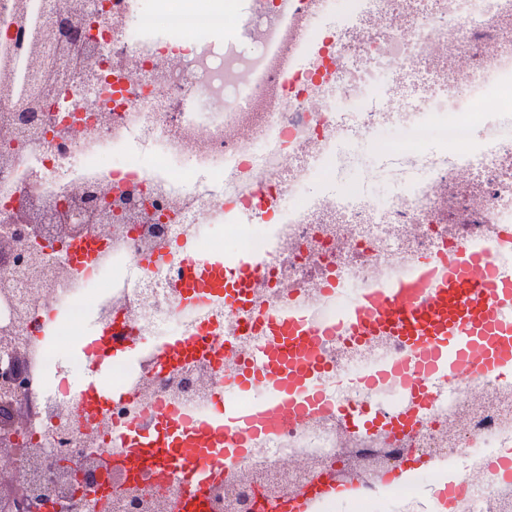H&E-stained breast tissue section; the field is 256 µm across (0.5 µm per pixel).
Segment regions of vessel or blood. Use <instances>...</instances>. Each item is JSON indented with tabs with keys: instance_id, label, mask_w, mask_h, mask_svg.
Listing matches in <instances>:
<instances>
[{
	"instance_id": "1",
	"label": "vessel or blood",
	"mask_w": 512,
	"mask_h": 512,
	"mask_svg": "<svg viewBox=\"0 0 512 512\" xmlns=\"http://www.w3.org/2000/svg\"><path fill=\"white\" fill-rule=\"evenodd\" d=\"M224 264L220 251L197 257L190 288L205 287L207 301L223 300ZM424 297L430 300L429 311L411 314ZM345 311L361 333L394 326L408 341L409 362L369 376L368 386L405 385L419 373L426 383L415 393L422 396L430 384L453 378L465 367L512 374V269H501L485 254L450 250L423 262L414 278L399 280L387 291L365 293ZM321 344V331L304 319L269 318L260 356L287 359L288 367L261 378L256 364L239 365L226 388L253 389L251 402L227 405L221 418L197 422L176 411H159L157 429L147 438L130 426L116 428L117 456L132 463L147 455L164 463L191 462L193 484L202 488L216 476L224 456L246 453L283 413L312 415L324 398L316 382L326 368ZM258 380L263 389H255Z\"/></svg>"
}]
</instances>
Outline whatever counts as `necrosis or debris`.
Instances as JSON below:
<instances>
[{
  "label": "necrosis or debris",
  "mask_w": 512,
  "mask_h": 512,
  "mask_svg": "<svg viewBox=\"0 0 512 512\" xmlns=\"http://www.w3.org/2000/svg\"><path fill=\"white\" fill-rule=\"evenodd\" d=\"M225 28L218 9L155 0H0V359L18 366L13 430L0 435V487L53 483L40 512H69L95 489L94 512H173L188 489L177 472L133 467L105 453L114 427L156 428L162 406L220 411L231 352L263 343L268 314L462 244L496 250L512 231V0H250ZM83 57L57 54L68 28ZM442 137L425 139L432 123ZM390 126L413 135L384 155L413 170L386 202L341 182L343 167ZM152 161L114 162L130 139ZM325 179L322 194L303 189ZM80 201L110 219L70 224ZM45 222L59 251H22V229ZM223 225L259 257L243 304L203 326L207 341L170 364L122 358L155 346L191 318L184 281L192 254ZM97 340L76 374L104 371L112 395L96 410L62 351ZM321 355L334 401L323 414H284L245 457H228L202 512H288L293 496L318 512H512V385L465 371L435 387L414 413L406 395L364 385L355 369L408 348L394 331L358 338L330 330ZM74 373V374H75ZM67 451L74 477L55 465Z\"/></svg>",
  "instance_id": "obj_1"
}]
</instances>
